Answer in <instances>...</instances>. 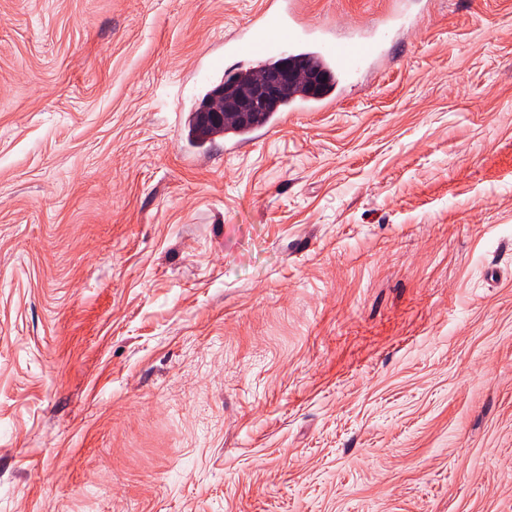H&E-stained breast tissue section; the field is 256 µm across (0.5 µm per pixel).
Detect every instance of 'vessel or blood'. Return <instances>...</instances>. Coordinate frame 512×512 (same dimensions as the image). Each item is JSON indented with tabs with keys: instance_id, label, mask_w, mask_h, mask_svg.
Instances as JSON below:
<instances>
[{
	"instance_id": "vessel-or-blood-1",
	"label": "vessel or blood",
	"mask_w": 512,
	"mask_h": 512,
	"mask_svg": "<svg viewBox=\"0 0 512 512\" xmlns=\"http://www.w3.org/2000/svg\"><path fill=\"white\" fill-rule=\"evenodd\" d=\"M398 21L394 15L380 27L340 33L307 24L299 17L294 0H263L255 20L224 43V78L234 80L274 61L284 50L294 57L317 60L333 77L330 88L291 101L289 109L324 112L335 105L346 83L383 53L388 33Z\"/></svg>"
}]
</instances>
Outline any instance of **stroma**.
<instances>
[{"label":"stroma","mask_w":512,"mask_h":512,"mask_svg":"<svg viewBox=\"0 0 512 512\" xmlns=\"http://www.w3.org/2000/svg\"><path fill=\"white\" fill-rule=\"evenodd\" d=\"M260 2L0 0V512H512V0L193 144Z\"/></svg>","instance_id":"1"}]
</instances>
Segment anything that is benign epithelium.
Wrapping results in <instances>:
<instances>
[{
	"label": "benign epithelium",
	"instance_id": "obj_1",
	"mask_svg": "<svg viewBox=\"0 0 512 512\" xmlns=\"http://www.w3.org/2000/svg\"><path fill=\"white\" fill-rule=\"evenodd\" d=\"M326 74L307 66L301 68L295 60L283 57L279 64L262 73L254 93L246 99H224V86L220 85L210 94L199 109L200 121L216 130L224 127V121L232 118H241L246 113L266 104L277 95L279 86L286 81L301 80L313 87L325 83Z\"/></svg>",
	"mask_w": 512,
	"mask_h": 512
}]
</instances>
